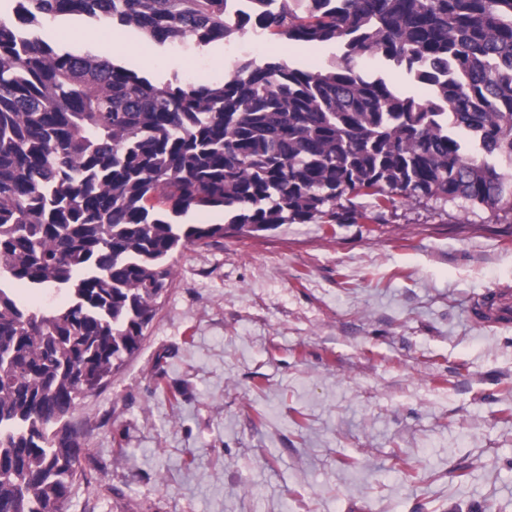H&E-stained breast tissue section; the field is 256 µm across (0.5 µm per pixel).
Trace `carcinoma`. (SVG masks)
Here are the masks:
<instances>
[{"label":"carcinoma","mask_w":512,"mask_h":512,"mask_svg":"<svg viewBox=\"0 0 512 512\" xmlns=\"http://www.w3.org/2000/svg\"><path fill=\"white\" fill-rule=\"evenodd\" d=\"M81 16L150 39L252 23L342 54L218 83L153 84L42 39ZM368 57L433 87L367 76ZM471 135L474 149L460 137ZM512 0H0V512H57L82 475L79 401L138 350L180 247L283 224H354L405 200L512 213ZM347 204H342V201ZM222 224H179L189 210ZM67 292L43 311L15 282Z\"/></svg>","instance_id":"cac0c4a2"}]
</instances>
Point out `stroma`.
<instances>
[{
	"instance_id": "1",
	"label": "stroma",
	"mask_w": 512,
	"mask_h": 512,
	"mask_svg": "<svg viewBox=\"0 0 512 512\" xmlns=\"http://www.w3.org/2000/svg\"><path fill=\"white\" fill-rule=\"evenodd\" d=\"M44 28L102 40L77 16ZM117 35L111 57L160 85L337 53L250 28L205 47ZM503 285L512 218L433 199L175 253L139 349L71 417L68 512H512V324L470 310Z\"/></svg>"
}]
</instances>
